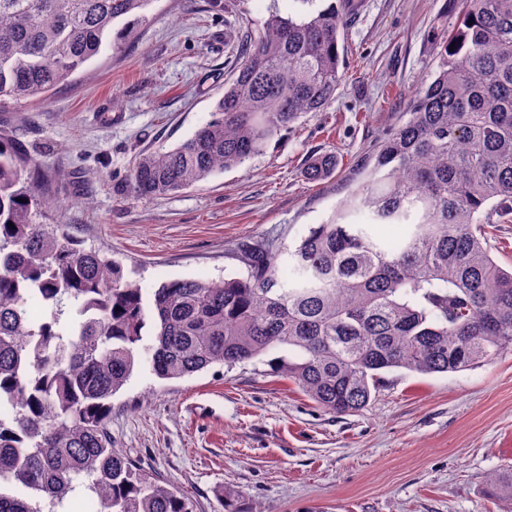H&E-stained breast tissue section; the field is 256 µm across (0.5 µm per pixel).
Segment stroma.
<instances>
[{"mask_svg":"<svg viewBox=\"0 0 512 512\" xmlns=\"http://www.w3.org/2000/svg\"><path fill=\"white\" fill-rule=\"evenodd\" d=\"M331 0H153L121 51L101 53L45 97L0 103V134L48 179L40 224L66 225L150 289L170 279L245 275L240 250L295 245L336 210L362 162L405 120L435 68L444 0H348V54L335 101L259 155L182 192L127 193L136 157L206 122L248 32L271 11L299 17ZM335 175L303 173L323 154ZM282 348L253 361L160 380L146 361L112 398L113 447L189 499L262 512H507L485 493L512 469V350L460 372L385 373L370 403L324 411L284 374Z\"/></svg>","mask_w":512,"mask_h":512,"instance_id":"obj_1","label":"stroma"}]
</instances>
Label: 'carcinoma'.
<instances>
[{
	"mask_svg": "<svg viewBox=\"0 0 512 512\" xmlns=\"http://www.w3.org/2000/svg\"><path fill=\"white\" fill-rule=\"evenodd\" d=\"M153 0H0V101L45 96L146 22ZM437 65L365 162L364 178L294 248L256 242L247 275L171 279L147 291L60 224L31 159L0 136V512H192L187 499L112 447V396L145 356L161 380L288 348L278 368L325 411L357 412L380 374L459 372L512 348V270L486 226L512 216V0H453ZM473 23H468V20ZM335 3L271 12L246 40L210 118L173 148L142 153L141 198L183 191L262 154L324 111L342 80ZM455 48H450V45ZM313 159L310 182L336 173ZM364 213L369 223L350 217ZM375 224H410L388 244ZM152 321L146 338L143 329ZM489 496L512 501V469Z\"/></svg>",
	"mask_w": 512,
	"mask_h": 512,
	"instance_id": "carcinoma-1",
	"label": "carcinoma"
}]
</instances>
